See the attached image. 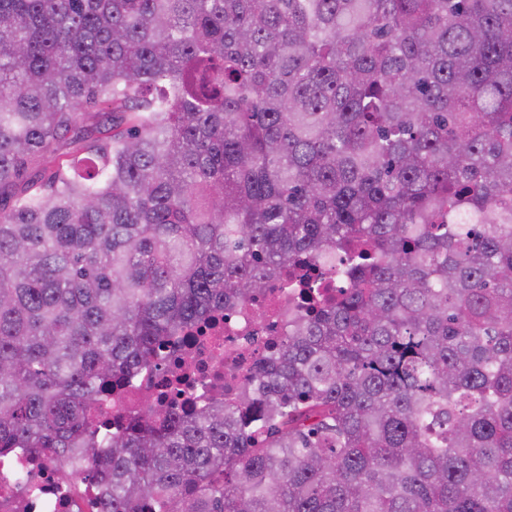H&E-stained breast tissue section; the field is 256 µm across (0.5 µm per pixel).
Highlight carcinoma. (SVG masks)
Listing matches in <instances>:
<instances>
[{
	"label": "carcinoma",
	"mask_w": 512,
	"mask_h": 512,
	"mask_svg": "<svg viewBox=\"0 0 512 512\" xmlns=\"http://www.w3.org/2000/svg\"><path fill=\"white\" fill-rule=\"evenodd\" d=\"M5 196L0 450L98 512H512V0H0ZM279 277L235 400L103 425Z\"/></svg>",
	"instance_id": "1"
}]
</instances>
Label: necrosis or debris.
Segmentation results:
<instances>
[{
	"mask_svg": "<svg viewBox=\"0 0 512 512\" xmlns=\"http://www.w3.org/2000/svg\"><path fill=\"white\" fill-rule=\"evenodd\" d=\"M297 293L271 283L264 294L225 310L223 320L184 341L171 342L176 361L165 370L145 373L138 386L115 401L112 415L140 411L144 394L154 400L173 401L184 409L195 407L204 396L233 400L251 378L259 359L288 333L289 315L300 304ZM213 380L209 392L201 379ZM49 459H29L23 453H0V512H96L91 488L53 478Z\"/></svg>",
	"mask_w": 512,
	"mask_h": 512,
	"instance_id": "necrosis-or-debris-1",
	"label": "necrosis or debris"
}]
</instances>
